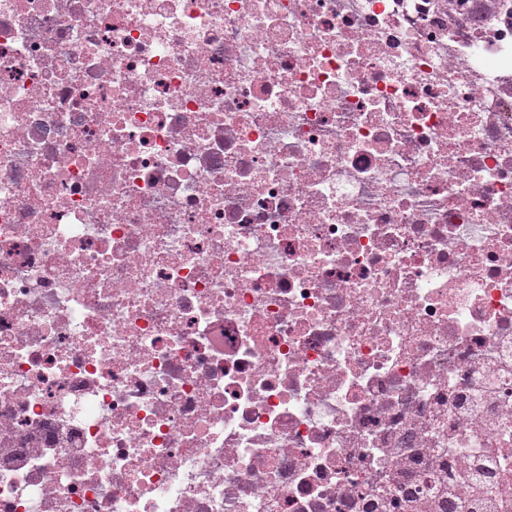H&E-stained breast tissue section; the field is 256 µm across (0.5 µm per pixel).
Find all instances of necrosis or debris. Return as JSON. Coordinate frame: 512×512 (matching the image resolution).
I'll return each instance as SVG.
<instances>
[{
  "mask_svg": "<svg viewBox=\"0 0 512 512\" xmlns=\"http://www.w3.org/2000/svg\"><path fill=\"white\" fill-rule=\"evenodd\" d=\"M0 512H512V0H0Z\"/></svg>",
  "mask_w": 512,
  "mask_h": 512,
  "instance_id": "necrosis-or-debris-1",
  "label": "necrosis or debris"
}]
</instances>
